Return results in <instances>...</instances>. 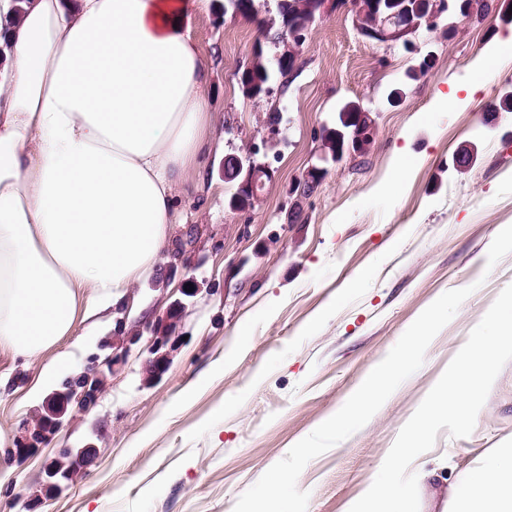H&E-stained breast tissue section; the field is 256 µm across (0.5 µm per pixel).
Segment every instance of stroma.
<instances>
[{
    "mask_svg": "<svg viewBox=\"0 0 512 512\" xmlns=\"http://www.w3.org/2000/svg\"><path fill=\"white\" fill-rule=\"evenodd\" d=\"M511 32L495 10L458 21L450 37L419 31L417 44L435 59L414 80L418 55L362 36L341 8L315 22L294 73L252 100L237 73L258 28L225 14L224 0H210L194 21L212 109L204 169L189 171L176 190L178 222L159 273L101 312L70 349L64 376L81 374L93 357L112 366L96 402L71 403L41 452L0 476V512H233L439 294L472 287L422 367L365 426L301 472L309 512H346L450 354L512 284V254L486 265L493 239L512 225V112L487 109L512 92V51L482 88H463L481 51ZM395 87L403 95L391 105L385 95ZM453 92L460 105L442 109L439 95ZM344 101L370 112L373 140L300 194L296 184ZM253 146L271 178L254 204L235 209L224 158ZM463 149L471 161L454 169ZM365 269L370 278L358 280ZM190 282L198 291L168 328L167 363L150 374V327ZM243 324L251 341L241 349ZM38 370L0 354L2 448L14 447L42 409L29 396ZM87 443L93 464L60 493L43 495L44 461ZM495 448H512V362L469 436L439 431L425 454L435 474L418 487L419 512H449L453 486Z\"/></svg>",
    "mask_w": 512,
    "mask_h": 512,
    "instance_id": "1",
    "label": "stroma"
}]
</instances>
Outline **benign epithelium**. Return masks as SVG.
Instances as JSON below:
<instances>
[{"instance_id":"benign-epithelium-1","label":"benign epithelium","mask_w":512,"mask_h":512,"mask_svg":"<svg viewBox=\"0 0 512 512\" xmlns=\"http://www.w3.org/2000/svg\"><path fill=\"white\" fill-rule=\"evenodd\" d=\"M232 16L254 20L259 24L260 36L268 38L269 21L259 19L252 12L251 0H228ZM353 22L358 31L367 38L381 43L400 41L409 49L414 48L412 37L422 29H443L448 36L456 31V18L481 17L484 15L481 3L477 0H418L409 5L406 0L396 9L392 8L393 0H350ZM280 22L278 35L272 39L275 51L264 52L262 45H257L241 76V85L246 96L258 98L267 92V83L292 72L298 60V49L305 34L309 32L317 19L333 8L342 6L340 0H300L296 9L288 8L286 0H279ZM360 117L367 123L352 125L350 114L343 112L341 118L346 127L337 130L340 140L347 145L336 153L322 152L317 163L311 165L306 176H320L328 171V167L343 159L351 152L362 153L370 144L373 134V119L363 107H358ZM224 166L232 167V176L224 177V181L235 183L236 190L231 198L235 208L249 206L257 197L258 188L256 173L262 165L256 163L253 153L249 150L240 154H228L224 157ZM87 384L83 390L65 381L61 388L48 397L45 412L38 419V426L28 433L22 444L11 449V458L25 460L39 453L40 440L52 434L62 424L68 403L80 396L86 402L92 399L94 391L103 384V374L94 365L83 371ZM94 458V448L85 445L68 448L59 456L49 460L44 466L45 486L47 490L58 492L68 486L76 473L86 469Z\"/></svg>"}]
</instances>
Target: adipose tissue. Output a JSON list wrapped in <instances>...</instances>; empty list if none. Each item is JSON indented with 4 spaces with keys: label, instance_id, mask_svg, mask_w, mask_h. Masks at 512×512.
Listing matches in <instances>:
<instances>
[{
    "label": "adipose tissue",
    "instance_id": "obj_1",
    "mask_svg": "<svg viewBox=\"0 0 512 512\" xmlns=\"http://www.w3.org/2000/svg\"><path fill=\"white\" fill-rule=\"evenodd\" d=\"M209 0H0V353L68 361L79 324L150 275L175 190L208 151L192 21ZM512 512V448L453 490L455 512Z\"/></svg>",
    "mask_w": 512,
    "mask_h": 512
}]
</instances>
